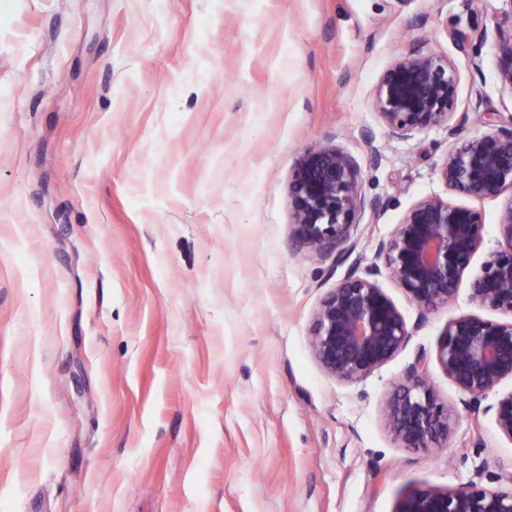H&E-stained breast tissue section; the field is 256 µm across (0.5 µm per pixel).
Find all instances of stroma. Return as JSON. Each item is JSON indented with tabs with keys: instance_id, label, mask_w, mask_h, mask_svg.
Listing matches in <instances>:
<instances>
[{
	"instance_id": "stroma-1",
	"label": "stroma",
	"mask_w": 512,
	"mask_h": 512,
	"mask_svg": "<svg viewBox=\"0 0 512 512\" xmlns=\"http://www.w3.org/2000/svg\"><path fill=\"white\" fill-rule=\"evenodd\" d=\"M512 0H0V512H396L408 493L496 488L512 441L435 363L448 322L498 320L468 286L363 380L325 375L322 297L418 200L451 203L434 127L374 106L390 64L448 56L458 109L512 123L497 24ZM341 148L367 198L353 251L291 241L307 147ZM503 200L471 268L500 248ZM458 411L406 448L387 401L418 355Z\"/></svg>"
}]
</instances>
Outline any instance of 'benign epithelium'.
<instances>
[{"instance_id":"obj_1","label":"benign epithelium","mask_w":512,"mask_h":512,"mask_svg":"<svg viewBox=\"0 0 512 512\" xmlns=\"http://www.w3.org/2000/svg\"><path fill=\"white\" fill-rule=\"evenodd\" d=\"M499 37L501 80L512 86V34ZM457 104V70L448 57L432 51L417 49L395 60L376 85L374 105L391 136L448 128L454 143L438 169L448 190L472 199L507 196L498 220L502 247L469 281L471 299L506 319L457 317L448 322L436 353L440 368L474 408L512 379V126L462 139L468 113L455 119ZM289 192L295 244L323 255L350 240L366 209H379L378 201L362 193L353 158L336 146L306 149L292 171ZM483 226L481 213L471 207L435 196L418 200L381 243L383 266H373L365 276L348 273L321 299L312 319L311 348L323 372L356 383L404 348L412 328L374 277L388 272L419 309V327L428 314L454 301ZM486 411L498 433L512 441V392ZM456 420L457 412L440 402L429 384L427 357L419 355L387 403L391 432L406 448L427 449L447 440ZM397 512H512V471L495 489L470 482L415 490Z\"/></svg>"}]
</instances>
